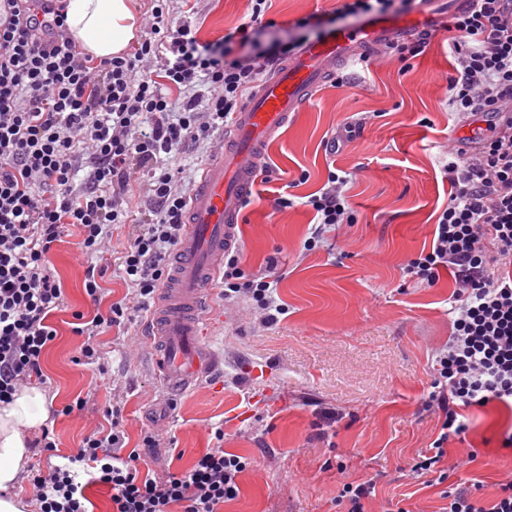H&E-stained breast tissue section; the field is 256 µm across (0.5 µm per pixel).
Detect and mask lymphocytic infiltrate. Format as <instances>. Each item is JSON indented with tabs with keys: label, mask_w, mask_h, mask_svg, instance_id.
I'll use <instances>...</instances> for the list:
<instances>
[{
	"label": "lymphocytic infiltrate",
	"mask_w": 512,
	"mask_h": 512,
	"mask_svg": "<svg viewBox=\"0 0 512 512\" xmlns=\"http://www.w3.org/2000/svg\"><path fill=\"white\" fill-rule=\"evenodd\" d=\"M248 24L204 43L190 25L174 22L169 0H153L134 52L96 61L78 51L65 0H0L1 405L44 378L42 357L57 336L50 318L64 305L49 254L66 228L78 232L89 260L84 290L100 305L108 268L98 257L110 226L128 219L124 201L136 170L147 178L148 204L143 228L121 258L123 279L146 302L169 278L189 204L172 157L227 127L299 46L288 37L252 49ZM452 27L456 74L448 79V106L459 121L482 113L490 123L473 150L449 147L443 170L453 193L429 250L408 263L420 281L434 284L445 269L457 284L454 331L435 356L423 402L442 424L413 471L443 484L439 512H512V480L487 501L450 482L442 466L449 438L468 429L464 409H512V274L487 272L494 262L512 264V0H477ZM169 54L175 60L156 81L152 68ZM166 84L185 89L180 107L163 93ZM347 183L329 175L326 188L308 199L319 226L350 222ZM223 278L225 298H249L263 322L285 314L271 280L246 278L236 256L225 262ZM126 311L116 302L105 316L74 313L72 333L83 339L79 361L95 360V331L121 325ZM104 416L107 426L86 435L66 463L28 474L39 512H87L90 482L111 490L112 512H221L238 497L248 459L217 447L186 470L150 473L143 466L158 446L155 435L124 451L119 410L107 407Z\"/></svg>",
	"instance_id": "obj_1"
}]
</instances>
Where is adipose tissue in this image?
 <instances>
[{"label":"adipose tissue","mask_w":512,"mask_h":512,"mask_svg":"<svg viewBox=\"0 0 512 512\" xmlns=\"http://www.w3.org/2000/svg\"><path fill=\"white\" fill-rule=\"evenodd\" d=\"M66 23L87 51L109 58L127 50L138 31L129 0H66ZM50 418L42 389L27 386L11 403L0 405V489L12 487L28 455L25 431L41 428Z\"/></svg>","instance_id":"ef3b65f1"}]
</instances>
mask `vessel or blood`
Returning a JSON list of instances; mask_svg holds the SVG:
<instances>
[{"label":"vessel or blood","instance_id":"vessel-or-blood-1","mask_svg":"<svg viewBox=\"0 0 512 512\" xmlns=\"http://www.w3.org/2000/svg\"><path fill=\"white\" fill-rule=\"evenodd\" d=\"M429 0H418L410 16L380 18L366 27L336 32L288 57L235 113L224 150L204 167L191 194L187 223L177 245L171 279L151 310L148 336L159 376L185 389L211 371L203 314L210 283L224 255L239 245L237 227L245 199L253 193L265 144L299 111L337 64H363L376 52L417 39L437 23Z\"/></svg>","mask_w":512,"mask_h":512}]
</instances>
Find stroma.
<instances>
[{"label":"stroma","mask_w":512,"mask_h":512,"mask_svg":"<svg viewBox=\"0 0 512 512\" xmlns=\"http://www.w3.org/2000/svg\"><path fill=\"white\" fill-rule=\"evenodd\" d=\"M343 0H271L257 42L298 35V19L335 17ZM248 0H189L176 16L213 42L247 22ZM449 32L432 34L423 53L401 63L381 55L345 66L348 86L327 82L265 146L267 170L242 209L240 266L250 276L275 275V297L287 312L264 325L243 298L211 289L207 341L217 375L174 393L156 376L147 339V311L123 280L119 255L136 232L114 225L99 306L84 292L87 259L69 231L50 259L64 291L51 323L57 337L43 363V389L59 455L75 454L90 428L104 424L105 407L121 410L125 450L147 432L168 430L150 466L181 471L207 449L248 457L241 493L223 512H338L343 483L370 481L368 512L411 499L419 512H438L441 488L414 477L412 466L437 436L441 420L425 410L432 357L452 332L453 276L441 271L422 283L407 264L429 247L451 185L442 169L449 141L470 146L485 115L462 125L448 109L454 56ZM347 177L353 221L306 248L316 224L306 201L329 173ZM292 199L276 207L278 197ZM132 313L125 324L101 328L97 363H77L80 337L72 315L107 314L113 302ZM84 401L80 412L69 405ZM468 430L450 440L444 461L452 481L475 479L484 497L512 479V410L495 404L465 409ZM223 431L216 441L215 431ZM347 470H339L338 461Z\"/></svg>","instance_id":"stroma-1"}]
</instances>
